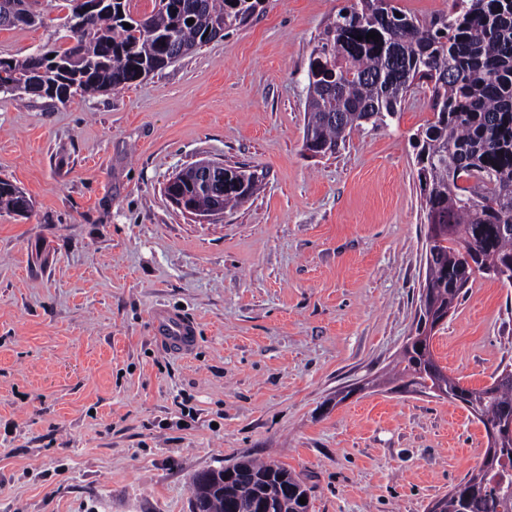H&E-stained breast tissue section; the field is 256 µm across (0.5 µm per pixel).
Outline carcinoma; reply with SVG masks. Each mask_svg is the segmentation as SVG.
<instances>
[{"label":"carcinoma","mask_w":512,"mask_h":512,"mask_svg":"<svg viewBox=\"0 0 512 512\" xmlns=\"http://www.w3.org/2000/svg\"><path fill=\"white\" fill-rule=\"evenodd\" d=\"M85 14L70 8L63 27L70 46L40 50L21 59H0V92L27 93L40 81L39 97L118 90L161 71L224 32L239 27L263 0H154L150 13L133 16L130 0H87ZM392 0H349L317 37L307 69V123L303 148L333 152L346 134L370 123L387 124L408 94L430 91L434 120L412 137L427 226L437 240L427 263L426 286L439 307L454 308L466 294L474 263L498 280L512 272V0H453L451 13L428 23L402 14ZM194 23L187 24L188 19ZM41 15L30 0H0V29L35 26ZM130 28H124V24ZM379 41L357 40L369 32ZM239 170L224 178V208L239 206L260 188L235 186ZM181 190L199 208L213 195L185 182ZM18 188L0 180V211H18ZM435 363L426 344L403 350L394 380L422 392ZM446 399L459 401L483 424L512 413V385L495 382L459 396L461 383L443 378ZM512 441L486 449L480 465L440 498L441 512H512ZM295 494L278 501L279 486ZM248 512L249 498L278 504L273 512H309L302 479L280 464L248 461L224 483L216 472L206 491V512H226L229 496Z\"/></svg>","instance_id":"cac0c4a2"}]
</instances>
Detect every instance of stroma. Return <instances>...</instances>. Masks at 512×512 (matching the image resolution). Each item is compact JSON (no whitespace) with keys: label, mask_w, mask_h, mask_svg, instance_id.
I'll use <instances>...</instances> for the list:
<instances>
[{"label":"stroma","mask_w":512,"mask_h":512,"mask_svg":"<svg viewBox=\"0 0 512 512\" xmlns=\"http://www.w3.org/2000/svg\"><path fill=\"white\" fill-rule=\"evenodd\" d=\"M347 0L261 12L132 86L66 102L0 92V512H190L191 481L272 460L310 512H426L478 466L460 403L392 388L425 280L411 137L427 92L335 153L303 149L315 39ZM48 24L0 30V58L64 48ZM201 159L258 170L246 203L198 221L164 194ZM200 327L155 343L154 308ZM450 376L512 363V287L476 277L435 331Z\"/></svg>","instance_id":"obj_1"}]
</instances>
